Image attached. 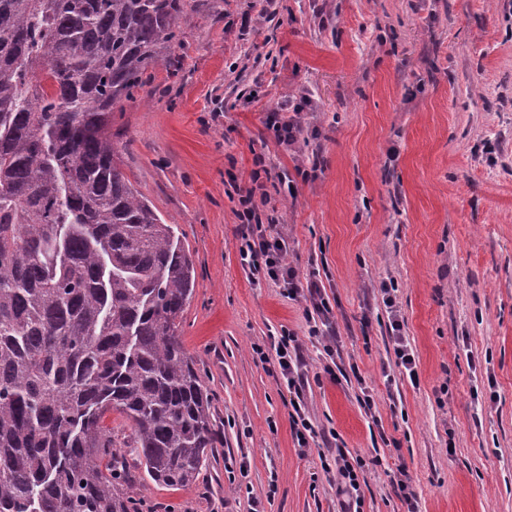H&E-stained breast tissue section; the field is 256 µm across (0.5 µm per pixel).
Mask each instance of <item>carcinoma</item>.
I'll list each match as a JSON object with an SVG mask.
<instances>
[{"label":"carcinoma","instance_id":"carcinoma-1","mask_svg":"<svg viewBox=\"0 0 512 512\" xmlns=\"http://www.w3.org/2000/svg\"><path fill=\"white\" fill-rule=\"evenodd\" d=\"M188 8L0 0V512H137L128 459L176 490L213 451L179 334L193 262L108 133Z\"/></svg>","mask_w":512,"mask_h":512}]
</instances>
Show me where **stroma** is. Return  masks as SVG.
<instances>
[{
    "label": "stroma",
    "instance_id": "35a3bbf8",
    "mask_svg": "<svg viewBox=\"0 0 512 512\" xmlns=\"http://www.w3.org/2000/svg\"><path fill=\"white\" fill-rule=\"evenodd\" d=\"M252 5L198 0L147 94L112 114L121 170L194 262L181 336L216 432L191 486L136 469L134 498L147 512H340L319 459L340 440L366 462L363 512H406L402 464L419 512H512V0H274L245 31ZM298 97L289 148L267 117ZM260 154L297 191L265 180L259 213L329 301L361 383L325 375L305 301L241 264L240 191ZM395 318L414 383L395 364ZM284 328L314 375L305 453L276 361L252 351Z\"/></svg>",
    "mask_w": 512,
    "mask_h": 512
}]
</instances>
